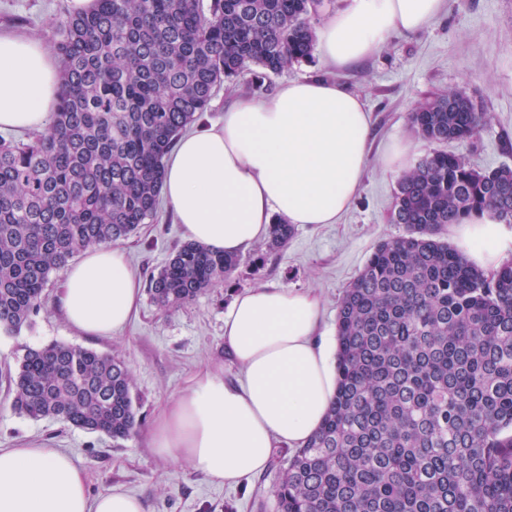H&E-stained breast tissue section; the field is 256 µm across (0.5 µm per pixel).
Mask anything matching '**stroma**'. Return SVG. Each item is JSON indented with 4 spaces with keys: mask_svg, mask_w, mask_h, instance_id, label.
<instances>
[{
    "mask_svg": "<svg viewBox=\"0 0 512 512\" xmlns=\"http://www.w3.org/2000/svg\"><path fill=\"white\" fill-rule=\"evenodd\" d=\"M69 14L68 0H0V32L43 38ZM317 76L336 79L358 94L370 114V156L349 208L336 223L296 227L283 251L271 253L265 241L256 242L242 253L230 278L171 314L143 298L137 316L108 337L85 336L68 325L59 304L67 271H54L31 327L16 335L0 330L1 448L32 443L58 449L85 473L92 496L124 491L139 497L145 512H275L273 468L234 485L211 482L183 462L154 454L152 421L204 368L223 370L225 382L241 381L240 365L224 348V317L241 290L276 286L315 292L321 298L319 333L335 338L345 289L378 244L406 233L404 225L391 220L399 175L381 158L397 141L410 146L413 160L428 154L429 144L410 123L411 112L426 96L460 91L490 115L473 139L450 144V151L478 169L512 166V0H445L442 13L427 27L392 34L345 68L326 66L316 53L270 82L277 89ZM253 79L248 71L218 87L193 130L223 121L238 98L252 96ZM184 241L167 201H160L156 220L141 225L124 243L141 284H148ZM52 342L125 359L141 421L138 433L116 442L57 419L36 421L13 410L8 379L16 375L25 347Z\"/></svg>",
    "mask_w": 512,
    "mask_h": 512,
    "instance_id": "1",
    "label": "stroma"
}]
</instances>
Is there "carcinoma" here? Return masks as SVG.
<instances>
[{
  "instance_id": "obj_1",
  "label": "carcinoma",
  "mask_w": 512,
  "mask_h": 512,
  "mask_svg": "<svg viewBox=\"0 0 512 512\" xmlns=\"http://www.w3.org/2000/svg\"><path fill=\"white\" fill-rule=\"evenodd\" d=\"M322 0H94L49 35L61 94L48 128L0 138V328L32 325L53 271L154 219L165 158L216 86L312 57ZM487 121L448 92L411 113L435 146L401 174L378 245L342 298L337 393L319 431L279 458L276 512H512V261L488 273L436 239L490 212L512 224V168L439 149ZM292 224L270 227L285 248ZM240 257L186 242L150 278L164 312L223 281ZM13 408L112 440L138 426L125 360L60 343L29 348Z\"/></svg>"
}]
</instances>
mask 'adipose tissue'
Listing matches in <instances>:
<instances>
[{
    "mask_svg": "<svg viewBox=\"0 0 512 512\" xmlns=\"http://www.w3.org/2000/svg\"><path fill=\"white\" fill-rule=\"evenodd\" d=\"M443 0H351L322 30L327 63L345 66L395 32L414 33ZM58 61L35 36L0 35V130H44L60 97ZM370 120L361 98L321 79L293 81L259 100L241 99L223 124L181 137L165 159L162 193L190 241L236 255L266 236L275 217L333 224L360 185ZM461 251L492 271L512 252L493 217L457 225ZM142 293L124 250L86 249L67 274L61 306L87 336H108L137 311ZM320 303L309 290L239 292L224 319V347L240 384L199 371L155 417L151 446L196 473L235 484L263 472L280 445L303 446L321 427L337 374L317 334ZM0 512H144L122 491L90 496L85 474L55 448H0Z\"/></svg>",
    "mask_w": 512,
    "mask_h": 512,
    "instance_id": "1",
    "label": "adipose tissue"
}]
</instances>
